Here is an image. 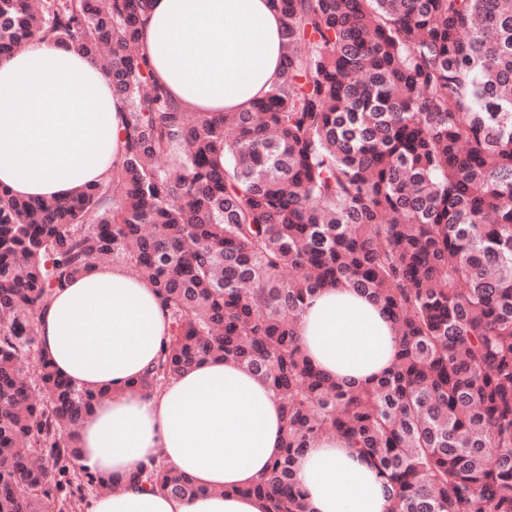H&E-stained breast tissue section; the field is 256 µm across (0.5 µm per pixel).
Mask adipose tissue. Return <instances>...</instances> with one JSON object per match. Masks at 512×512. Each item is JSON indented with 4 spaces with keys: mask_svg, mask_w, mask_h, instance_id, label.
<instances>
[{
    "mask_svg": "<svg viewBox=\"0 0 512 512\" xmlns=\"http://www.w3.org/2000/svg\"><path fill=\"white\" fill-rule=\"evenodd\" d=\"M139 49L157 83L186 111L249 109L282 78L275 0H151ZM25 106H18L17 95ZM124 102L86 56L32 39L0 58V186L31 198H65L104 183L124 156ZM318 370L364 383L388 370L398 344L390 315L351 288L317 292L298 324ZM38 351L76 385L108 389L76 436V465L108 483L84 512H266L240 495L265 476L283 423L273 389L223 360L205 362L152 394L133 381L171 336L167 308L147 279L93 265L55 288L36 318ZM202 493L180 499L133 476L157 454ZM296 478L314 512H388L384 480L333 436L299 459Z\"/></svg>",
    "mask_w": 512,
    "mask_h": 512,
    "instance_id": "1",
    "label": "adipose tissue"
}]
</instances>
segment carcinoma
Here are the masks:
<instances>
[{
  "label": "carcinoma",
  "instance_id": "obj_1",
  "mask_svg": "<svg viewBox=\"0 0 512 512\" xmlns=\"http://www.w3.org/2000/svg\"><path fill=\"white\" fill-rule=\"evenodd\" d=\"M278 8L281 81L244 112L196 114L139 54L148 0H0V57L34 37L106 51L125 103L106 183L62 200L0 189V512H77L100 486L73 441L107 392L32 353L51 289L95 260L151 281L170 313L133 388L222 358L275 391L282 449L239 490L270 512H311L295 462L332 434L372 459L391 512H512V0ZM341 285L400 337L367 384L315 369L296 334ZM136 479L200 494L161 455Z\"/></svg>",
  "mask_w": 512,
  "mask_h": 512
}]
</instances>
